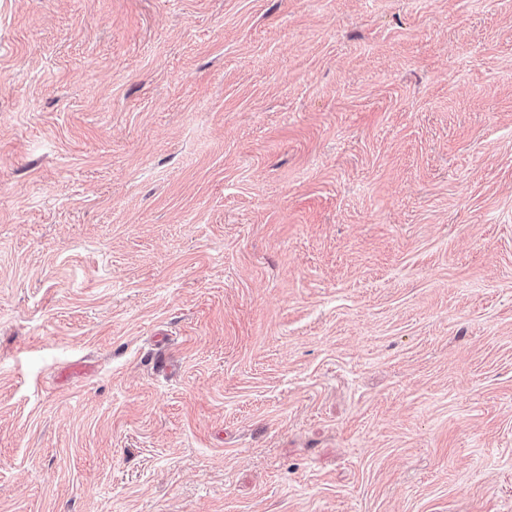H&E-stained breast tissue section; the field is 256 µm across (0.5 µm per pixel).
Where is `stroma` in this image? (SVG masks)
Wrapping results in <instances>:
<instances>
[{
  "instance_id": "obj_1",
  "label": "stroma",
  "mask_w": 512,
  "mask_h": 512,
  "mask_svg": "<svg viewBox=\"0 0 512 512\" xmlns=\"http://www.w3.org/2000/svg\"><path fill=\"white\" fill-rule=\"evenodd\" d=\"M0 512H512V0H0Z\"/></svg>"
}]
</instances>
